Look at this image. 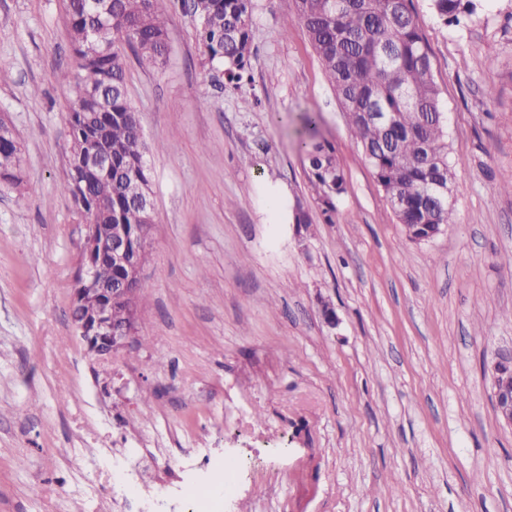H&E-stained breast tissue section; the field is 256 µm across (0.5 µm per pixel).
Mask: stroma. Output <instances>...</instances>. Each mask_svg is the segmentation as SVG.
<instances>
[{
    "label": "stroma",
    "mask_w": 512,
    "mask_h": 512,
    "mask_svg": "<svg viewBox=\"0 0 512 512\" xmlns=\"http://www.w3.org/2000/svg\"><path fill=\"white\" fill-rule=\"evenodd\" d=\"M253 3L240 86H214L178 12L165 64L128 62L154 146L149 298L129 346L101 359L71 316L83 225L65 190L69 19L63 0H0V114L25 180L0 183V512H145L227 458L241 465L227 512H512V427L490 374L512 350V0H472L448 24L413 0L455 174L456 222L421 243L292 0ZM308 109L346 180L331 224L296 148ZM146 448L157 460L139 493L102 482Z\"/></svg>",
    "instance_id": "obj_1"
}]
</instances>
